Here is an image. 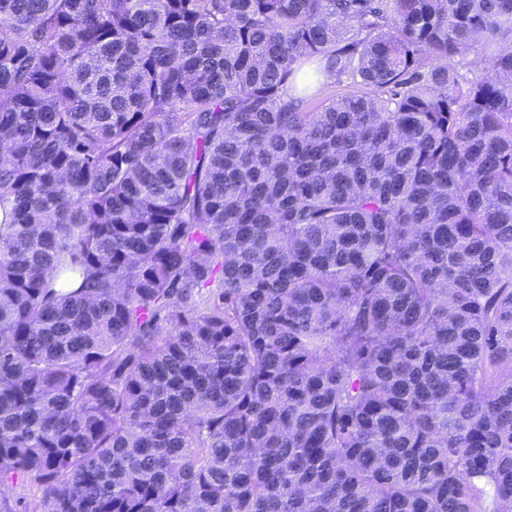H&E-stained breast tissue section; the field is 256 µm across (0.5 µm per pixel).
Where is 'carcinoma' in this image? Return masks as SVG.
<instances>
[{
  "label": "carcinoma",
  "mask_w": 512,
  "mask_h": 512,
  "mask_svg": "<svg viewBox=\"0 0 512 512\" xmlns=\"http://www.w3.org/2000/svg\"><path fill=\"white\" fill-rule=\"evenodd\" d=\"M0 512H512V0H0Z\"/></svg>",
  "instance_id": "cac0c4a2"
}]
</instances>
